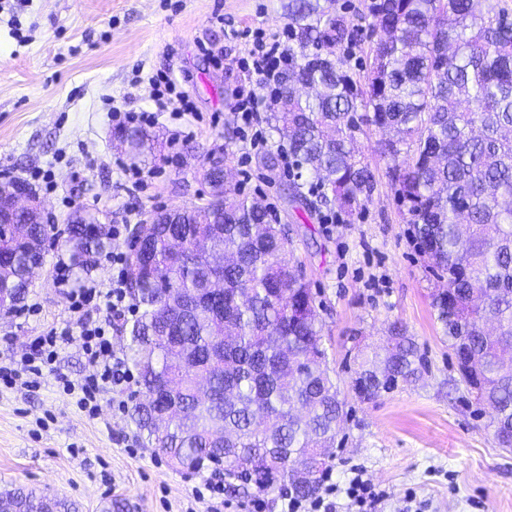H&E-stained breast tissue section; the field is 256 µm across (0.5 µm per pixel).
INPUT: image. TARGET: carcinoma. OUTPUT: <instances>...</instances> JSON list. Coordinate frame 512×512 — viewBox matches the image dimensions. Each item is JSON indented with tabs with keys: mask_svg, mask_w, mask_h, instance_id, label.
Listing matches in <instances>:
<instances>
[{
	"mask_svg": "<svg viewBox=\"0 0 512 512\" xmlns=\"http://www.w3.org/2000/svg\"><path fill=\"white\" fill-rule=\"evenodd\" d=\"M375 40L365 75L345 69L352 28L320 0H288V67L270 121L282 149L269 171L293 159V201L332 205L352 217L369 202L374 175L356 132L381 133L399 209L440 282L431 307L457 354L474 357L481 379L459 370L477 405L494 410L499 447L512 444V12L488 0H363ZM129 156H157L161 142L137 127L119 131ZM205 203L156 211L139 224L145 243L127 254V288L143 313L130 329L139 390L128 414L176 470L221 466L261 489L277 480L314 496L348 412L321 343L316 299L295 266L288 234L269 210L224 182L207 161ZM316 186L310 201L305 184ZM0 190V310L25 299L21 257L43 244L37 216L9 209ZM63 246L78 273L112 247L108 214L76 207ZM177 323L193 360L169 356L159 312ZM351 389L362 401L418 380L425 363L395 322L357 355ZM14 512H79L77 504L24 488L0 492Z\"/></svg>",
	"mask_w": 512,
	"mask_h": 512,
	"instance_id": "obj_1",
	"label": "carcinoma"
}]
</instances>
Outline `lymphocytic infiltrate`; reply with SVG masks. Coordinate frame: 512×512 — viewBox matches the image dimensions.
<instances>
[{"label":"lymphocytic infiltrate","instance_id":"lymphocytic-infiltrate-1","mask_svg":"<svg viewBox=\"0 0 512 512\" xmlns=\"http://www.w3.org/2000/svg\"><path fill=\"white\" fill-rule=\"evenodd\" d=\"M252 65L246 83L237 87L234 110L237 119L247 128L260 126L265 112L271 111L274 96L270 89L277 74L288 64V46L278 37L256 33L249 51ZM150 96L155 104L151 111H123L113 109L112 119L117 124L154 125L158 115L167 112L175 117L194 113L195 107L186 93L178 91L172 75L149 77ZM114 274L110 281L87 278L81 287H70V265L66 258H59L55 270L57 282L69 290V309L79 318L78 330L70 327L51 329L49 332L31 337L28 350L20 358H9L0 364V382L11 388L37 387L45 368L56 361L62 344L78 334L82 344L87 374L72 380L57 375L67 394L73 395L81 410L97 414L104 395H111L117 408L126 405L124 396L135 380L127 359L112 344V333L118 325L127 323L136 315L138 308L133 302L125 282L122 257L112 259ZM344 498L348 512H377V507L387 500L386 489L374 484L356 470L346 486L327 485L322 495L312 499L288 497L284 512H336L337 498Z\"/></svg>","mask_w":512,"mask_h":512}]
</instances>
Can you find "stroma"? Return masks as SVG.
I'll use <instances>...</instances> for the list:
<instances>
[{
  "mask_svg": "<svg viewBox=\"0 0 512 512\" xmlns=\"http://www.w3.org/2000/svg\"><path fill=\"white\" fill-rule=\"evenodd\" d=\"M285 0H0V170L25 179L51 171L56 189L38 191L56 224L76 207L103 209L113 223L134 226L157 209L204 203L198 170L224 153L241 196L273 207L299 272L316 298L329 366L348 417L328 471L345 481L363 469L392 497L378 512H397L406 494L422 512H512V449L498 447L488 410L459 380L455 355L430 307L436 279L427 269L397 205L386 163L375 153L377 131L358 134L376 187L355 217L336 208L309 211L290 202L287 169L269 173L259 150L241 134L225 138L235 119L234 90L244 82L250 31L277 34L287 26ZM362 0H326L356 29L349 66L360 72L370 40ZM170 72L193 99L202 121L177 146L166 139L175 122L160 117L159 158L144 161L151 176L125 181V156L107 100L153 109L148 77ZM51 246L28 290L37 315L0 312V337L21 353L28 337L71 321ZM401 322L415 337L427 372L375 401L352 392L354 357ZM202 473L173 470L144 447L127 412L104 397L97 417L79 410L53 375L32 392L0 383V489L14 485L75 500L80 512H101L107 500L124 512H185Z\"/></svg>",
  "mask_w": 512,
  "mask_h": 512,
  "instance_id": "1",
  "label": "stroma"
}]
</instances>
